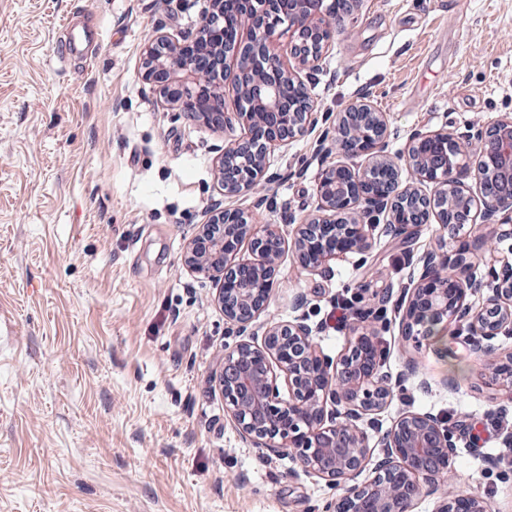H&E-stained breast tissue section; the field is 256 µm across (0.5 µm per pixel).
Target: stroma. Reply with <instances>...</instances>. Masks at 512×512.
<instances>
[{
	"label": "stroma",
	"mask_w": 512,
	"mask_h": 512,
	"mask_svg": "<svg viewBox=\"0 0 512 512\" xmlns=\"http://www.w3.org/2000/svg\"><path fill=\"white\" fill-rule=\"evenodd\" d=\"M203 0H0V512H323L338 491L288 457L244 441L215 380L234 343L208 278L182 264L207 206L214 162L240 127L162 107L138 74L155 27L194 29ZM96 27L86 57L62 58L66 22ZM311 75L319 127L368 91L399 154L419 128L465 131L512 115V0H362ZM315 136L275 151L260 223L291 233L314 203ZM366 255L302 269L285 253L261 321L304 314L325 328L337 297L400 288L412 269L376 230ZM386 369L415 359L431 383L395 391L405 409L456 425L449 488L512 512L503 441L467 445L465 422L512 429V396L452 325L414 347L379 333Z\"/></svg>",
	"instance_id": "obj_1"
}]
</instances>
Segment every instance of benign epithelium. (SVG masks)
Returning <instances> with one entry per match:
<instances>
[{
    "mask_svg": "<svg viewBox=\"0 0 512 512\" xmlns=\"http://www.w3.org/2000/svg\"><path fill=\"white\" fill-rule=\"evenodd\" d=\"M359 4L204 0L195 30L174 37L157 27L146 39L140 77L162 103L191 121L243 129L215 161L224 197L270 184V154L315 128L318 104L306 78L322 68ZM285 34L291 40L284 56L277 44ZM228 85L235 93L231 113L224 109ZM322 145L336 160L321 170L315 206L292 233L299 264L319 271L332 260L367 253L382 215L385 231L401 244L424 224L451 228L450 242L418 259L412 287L399 295L402 338L418 346L451 323L464 326L472 350L492 358L493 380L512 392V353L499 356L493 344L512 335V262L503 259L501 271L479 278L475 259L484 241L460 238L480 217L499 239H512V119L472 124L462 133L446 124L417 129L397 158L388 150L386 113L364 92L336 115ZM357 158L359 167L348 164ZM245 244L252 258L239 259ZM284 249L280 225H261L253 213L225 205L209 209L186 246L184 263L215 281L224 320L238 337L224 347L217 380L241 437L342 488L325 512H415L425 495L437 499L436 512H490L481 496L441 490L457 445L453 426L440 415L405 410L381 433L378 450L369 448L365 427L379 428L394 387L418 376L412 363L395 379L383 371L375 330L352 332L332 359L318 349V327L303 314L257 323ZM486 288L492 298L475 313L467 297ZM389 301L368 306L361 318L384 322Z\"/></svg>",
    "mask_w": 512,
    "mask_h": 512,
    "instance_id": "obj_1",
    "label": "benign epithelium"
}]
</instances>
